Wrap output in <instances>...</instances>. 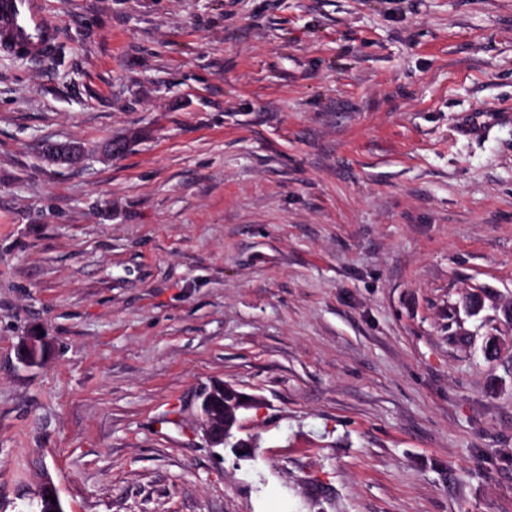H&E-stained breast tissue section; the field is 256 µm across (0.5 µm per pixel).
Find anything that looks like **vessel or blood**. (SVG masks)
Masks as SVG:
<instances>
[{"label": "vessel or blood", "instance_id": "obj_1", "mask_svg": "<svg viewBox=\"0 0 512 512\" xmlns=\"http://www.w3.org/2000/svg\"><path fill=\"white\" fill-rule=\"evenodd\" d=\"M57 37V19L46 0H0L1 49L42 58L53 51Z\"/></svg>", "mask_w": 512, "mask_h": 512}]
</instances>
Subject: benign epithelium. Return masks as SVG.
<instances>
[{"mask_svg": "<svg viewBox=\"0 0 512 512\" xmlns=\"http://www.w3.org/2000/svg\"><path fill=\"white\" fill-rule=\"evenodd\" d=\"M48 156L62 164L78 165L82 152L68 145L53 146ZM44 340L40 336H30L22 345L20 360L33 363L42 354ZM256 400L247 396L233 386L216 383L204 390L200 396L198 410L206 439L212 448H228L238 459L252 457V445L237 437L241 429L243 411L253 407Z\"/></svg>", "mask_w": 512, "mask_h": 512, "instance_id": "obj_1", "label": "benign epithelium"}]
</instances>
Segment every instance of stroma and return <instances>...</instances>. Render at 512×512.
Returning a JSON list of instances; mask_svg holds the SVG:
<instances>
[{
	"mask_svg": "<svg viewBox=\"0 0 512 512\" xmlns=\"http://www.w3.org/2000/svg\"><path fill=\"white\" fill-rule=\"evenodd\" d=\"M48 2L0 51V512H512V0ZM57 17L46 0L0 1V47L17 55L43 58L57 44ZM256 400L233 386L216 383L204 390L200 396L198 410L206 439L213 448H230L237 459L252 458L254 448L248 441L239 439L241 415L250 409ZM240 450L244 454H240Z\"/></svg>",
	"mask_w": 512,
	"mask_h": 512,
	"instance_id": "35a3bbf8",
	"label": "stroma"
}]
</instances>
